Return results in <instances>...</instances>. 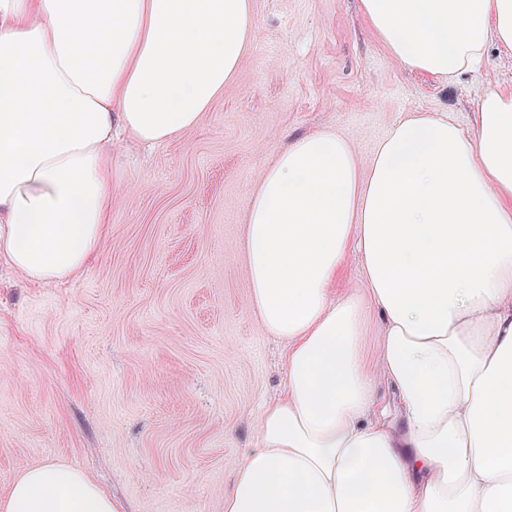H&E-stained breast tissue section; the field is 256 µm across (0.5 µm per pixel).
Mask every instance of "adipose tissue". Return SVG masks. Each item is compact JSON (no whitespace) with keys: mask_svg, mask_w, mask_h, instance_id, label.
Masks as SVG:
<instances>
[{"mask_svg":"<svg viewBox=\"0 0 512 512\" xmlns=\"http://www.w3.org/2000/svg\"><path fill=\"white\" fill-rule=\"evenodd\" d=\"M360 3L422 74L512 49V0ZM254 34L251 0H0V259L75 276L109 221L113 129L194 130ZM245 245L251 308L288 352L224 512H512V91L488 87L469 131L408 115L366 160L328 128L294 140L255 182ZM352 252L359 284L335 292ZM0 512L119 509L48 463Z\"/></svg>","mask_w":512,"mask_h":512,"instance_id":"adipose-tissue-1","label":"adipose tissue"}]
</instances>
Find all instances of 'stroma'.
Segmentation results:
<instances>
[{
    "mask_svg": "<svg viewBox=\"0 0 512 512\" xmlns=\"http://www.w3.org/2000/svg\"><path fill=\"white\" fill-rule=\"evenodd\" d=\"M256 32L198 127L148 147L123 139L95 256L29 282L0 263V499L29 468L85 472L123 512H224V493L285 346L250 307L245 224L258 173L329 128L361 158L400 119L471 127L488 84L512 89V50L452 82L410 69L359 0H251Z\"/></svg>",
    "mask_w": 512,
    "mask_h": 512,
    "instance_id": "stroma-1",
    "label": "stroma"
}]
</instances>
